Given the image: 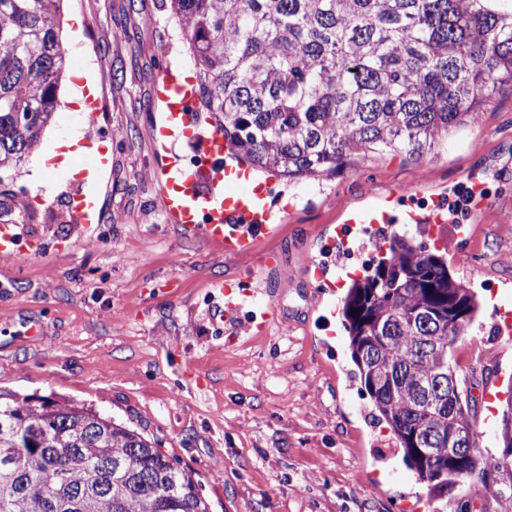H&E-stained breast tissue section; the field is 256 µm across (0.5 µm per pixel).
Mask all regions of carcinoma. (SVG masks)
<instances>
[{"instance_id": "cac0c4a2", "label": "carcinoma", "mask_w": 512, "mask_h": 512, "mask_svg": "<svg viewBox=\"0 0 512 512\" xmlns=\"http://www.w3.org/2000/svg\"><path fill=\"white\" fill-rule=\"evenodd\" d=\"M62 0H0V172L19 171L55 121L68 49ZM189 50L198 112L226 156L290 184L323 180L369 152L420 159L478 122L512 82V0H169ZM0 189V216L36 219ZM340 301L350 358L372 416L442 499L490 487L512 512V455L483 464L448 351L476 295L445 257L406 234L387 239ZM473 455L448 458L460 426ZM512 448V402L499 426ZM0 512H208L192 473L135 430L91 408L45 400L20 413L0 391Z\"/></svg>"}]
</instances>
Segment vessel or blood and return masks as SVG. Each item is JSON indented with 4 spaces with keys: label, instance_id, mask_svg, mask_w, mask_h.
I'll return each instance as SVG.
<instances>
[{
    "label": "vessel or blood",
    "instance_id": "1",
    "mask_svg": "<svg viewBox=\"0 0 512 512\" xmlns=\"http://www.w3.org/2000/svg\"><path fill=\"white\" fill-rule=\"evenodd\" d=\"M158 77L162 84L159 98L165 105V114L162 125L154 130L155 137L160 140L174 138L191 144L206 160L205 165L194 169L179 160L163 169L165 211L174 224L220 243L225 251H249L259 235L271 230L268 184L254 180L247 169L225 164L223 134L215 132L204 138L198 135L194 94L170 69H162ZM104 162L103 154L81 149L59 156L53 162V169L62 168L72 174L68 213L73 223H89L94 208L91 191L98 182ZM402 197V192L394 191L386 196L384 204L351 210L345 222L333 229L324 243L327 260L309 262V270L320 286L335 288L338 273L346 270L347 260L354 252L351 234L356 225L367 224L377 230L396 223L424 224L428 227L427 241L437 245L446 243L447 237L441 227L448 222L449 199L439 195L433 198L426 214L409 211L398 216L393 205ZM220 290L225 299V326L237 334H264L266 322L256 321L248 314L250 307L262 301L264 291L260 285L248 286L235 279L221 283Z\"/></svg>",
    "mask_w": 512,
    "mask_h": 512
}]
</instances>
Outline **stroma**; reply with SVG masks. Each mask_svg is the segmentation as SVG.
Here are the masks:
<instances>
[{
    "mask_svg": "<svg viewBox=\"0 0 512 512\" xmlns=\"http://www.w3.org/2000/svg\"><path fill=\"white\" fill-rule=\"evenodd\" d=\"M162 0H66L61 37L71 53L56 126L44 137L111 135L100 174L101 215L62 223L65 185L37 223L40 256L0 257V390L41 404L78 402L155 441L192 470L210 512H401L424 495L353 381L344 329H332L307 261L347 211L400 186L462 199L468 176L486 207L462 214L448 266L481 308L449 358L472 401L480 447L499 454L496 416L512 387V339L498 308L512 301V84L498 86L478 123L418 160L369 153L323 181L272 191L276 234L229 254L167 221L156 176L165 152L151 108L161 68L184 72ZM90 74L96 123L66 103L73 73ZM279 255L268 268L265 255ZM256 275L278 311L265 335L227 336L216 285ZM43 333L26 336L28 321ZM488 356L471 366L472 344Z\"/></svg>",
    "mask_w": 512,
    "mask_h": 512,
    "instance_id": "1",
    "label": "stroma"
}]
</instances>
